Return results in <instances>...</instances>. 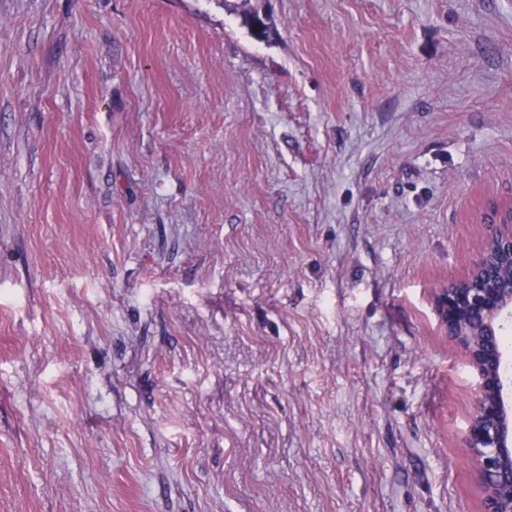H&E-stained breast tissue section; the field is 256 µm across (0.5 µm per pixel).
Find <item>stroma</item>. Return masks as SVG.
<instances>
[{
    "instance_id": "35a3bbf8",
    "label": "stroma",
    "mask_w": 512,
    "mask_h": 512,
    "mask_svg": "<svg viewBox=\"0 0 512 512\" xmlns=\"http://www.w3.org/2000/svg\"><path fill=\"white\" fill-rule=\"evenodd\" d=\"M510 204L512 0H0V512H480ZM498 210L510 211L511 218L491 221L485 215L480 220L485 239L468 274L439 285L431 300L436 328L464 351L473 371V410L463 444L482 492L480 512H512L511 378L502 346L505 324L512 317V278L501 275L503 267L512 265V206ZM463 281L468 286L458 288ZM473 332L483 336L475 349L463 337ZM507 500L511 509L504 510Z\"/></svg>"
}]
</instances>
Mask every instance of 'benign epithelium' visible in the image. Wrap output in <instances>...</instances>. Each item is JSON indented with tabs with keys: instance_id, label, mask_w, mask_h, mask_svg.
<instances>
[{
	"instance_id": "1",
	"label": "benign epithelium",
	"mask_w": 512,
	"mask_h": 512,
	"mask_svg": "<svg viewBox=\"0 0 512 512\" xmlns=\"http://www.w3.org/2000/svg\"><path fill=\"white\" fill-rule=\"evenodd\" d=\"M484 243L464 280L439 285L431 300L436 328L467 356L473 371V410L463 438L482 492L481 512H512V379L506 375L502 335L512 318V218L484 216Z\"/></svg>"
}]
</instances>
